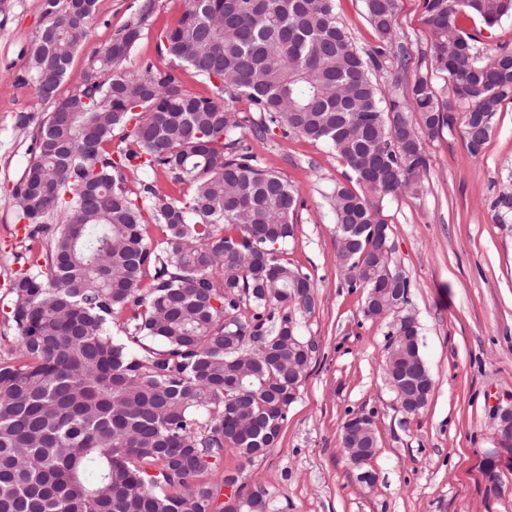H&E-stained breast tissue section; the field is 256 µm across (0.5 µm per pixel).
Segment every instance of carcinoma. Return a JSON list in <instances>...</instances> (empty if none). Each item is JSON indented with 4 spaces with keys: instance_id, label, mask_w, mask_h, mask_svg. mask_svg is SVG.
Segmentation results:
<instances>
[{
    "instance_id": "carcinoma-1",
    "label": "carcinoma",
    "mask_w": 512,
    "mask_h": 512,
    "mask_svg": "<svg viewBox=\"0 0 512 512\" xmlns=\"http://www.w3.org/2000/svg\"><path fill=\"white\" fill-rule=\"evenodd\" d=\"M423 7L428 72L409 68L396 43V0H364L378 36L365 54L335 0H187L157 49L210 83V96L173 69L123 70L139 21L92 51L83 89L46 113L12 191L25 250L39 252L10 283L16 336H0V512H268L262 486L244 494L219 466L228 448L250 465L277 444L288 391L310 363L290 306L313 310L314 289L281 256L298 190L259 165L251 128L322 143L348 169L331 193L336 264L366 293L365 314L397 296L387 375L407 413L425 408L433 380L382 203L421 185L425 141L452 129L457 103L469 151L490 140L512 98V51L478 57L460 17L492 27L512 0ZM96 10L97 0H44L18 82L53 101ZM387 62L382 91L373 72ZM160 171L188 191L129 185ZM344 445L377 452L373 422ZM223 486L234 492L218 508Z\"/></svg>"
}]
</instances>
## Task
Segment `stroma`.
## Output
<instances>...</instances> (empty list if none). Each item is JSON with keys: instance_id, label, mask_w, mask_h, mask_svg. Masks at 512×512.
<instances>
[{"instance_id": "35a3bbf8", "label": "stroma", "mask_w": 512, "mask_h": 512, "mask_svg": "<svg viewBox=\"0 0 512 512\" xmlns=\"http://www.w3.org/2000/svg\"><path fill=\"white\" fill-rule=\"evenodd\" d=\"M396 38L414 67L427 66L432 34L423 0H397ZM183 0H98L90 38L73 58L59 99L84 82L92 49L129 22L141 37L124 67L167 69L159 34L173 26ZM336 13L357 48L376 45L363 0H336ZM43 20V0H0V314L11 303L20 268L21 225L13 220V186L31 157L33 128L51 107L16 76L28 64L29 39ZM262 166L298 192L295 237L283 257L309 274L317 305L294 310L299 335L315 350L288 410L278 444L245 467L235 450L224 471L268 491L269 512H512V441L502 412L512 410V213L495 201L512 192V100L493 119L478 155L462 124L426 141L429 171L416 191L385 198L391 261L411 282L408 309L420 328L434 389L426 407L406 414L385 374L391 319L364 313L363 290L351 289L336 265L335 215L329 196L346 168L335 153L274 131L249 137ZM372 417L378 451L368 463L374 485L361 484L341 441L353 416Z\"/></svg>"}]
</instances>
